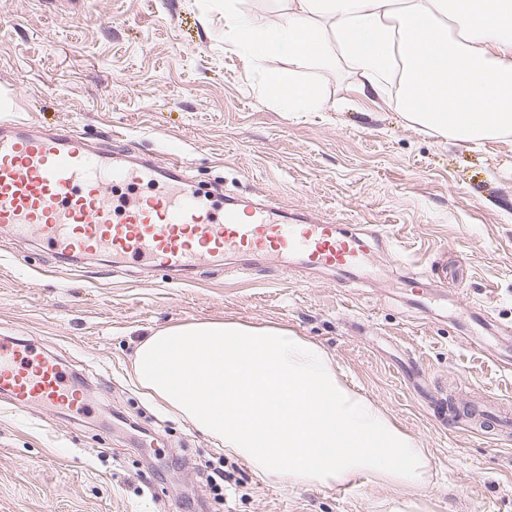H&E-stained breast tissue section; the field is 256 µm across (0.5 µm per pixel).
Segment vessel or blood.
<instances>
[{
  "mask_svg": "<svg viewBox=\"0 0 512 512\" xmlns=\"http://www.w3.org/2000/svg\"><path fill=\"white\" fill-rule=\"evenodd\" d=\"M114 182L155 191L117 207L109 192ZM213 194L192 180L181 160L119 163L111 148L75 132L0 120V238L34 235L60 257L99 252L125 267L170 272H192L238 251L297 255L313 267L364 263L365 245L322 219L291 215L266 201L243 212L230 199L218 214ZM0 393L19 408L83 407L81 392L67 387L60 366L18 339H0Z\"/></svg>",
  "mask_w": 512,
  "mask_h": 512,
  "instance_id": "1",
  "label": "vessel or blood"
}]
</instances>
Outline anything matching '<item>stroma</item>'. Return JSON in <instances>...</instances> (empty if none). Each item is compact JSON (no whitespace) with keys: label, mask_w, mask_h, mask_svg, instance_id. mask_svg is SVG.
I'll return each instance as SVG.
<instances>
[{"label":"stroma","mask_w":512,"mask_h":512,"mask_svg":"<svg viewBox=\"0 0 512 512\" xmlns=\"http://www.w3.org/2000/svg\"><path fill=\"white\" fill-rule=\"evenodd\" d=\"M66 2L0 0V118L175 156L225 194L324 217L369 245L377 280L229 253L177 283L0 239V336L57 359L88 404L22 411L0 395V512H512V429L466 415L475 396L512 402V335L466 313L512 324V136L426 133L325 66L304 77L332 109L289 116L264 67L224 36L225 9L270 27L285 0ZM402 259L428 283L420 297L400 282ZM227 319L320 343L428 449L431 489L280 486L241 459L235 496L215 497L206 464L223 446L144 395L131 364L156 331Z\"/></svg>","instance_id":"35a3bbf8"}]
</instances>
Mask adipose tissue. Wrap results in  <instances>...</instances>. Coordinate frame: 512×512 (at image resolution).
<instances>
[{
    "instance_id": "adipose-tissue-1",
    "label": "adipose tissue",
    "mask_w": 512,
    "mask_h": 512,
    "mask_svg": "<svg viewBox=\"0 0 512 512\" xmlns=\"http://www.w3.org/2000/svg\"><path fill=\"white\" fill-rule=\"evenodd\" d=\"M283 111L324 110L300 77L315 64L412 125L462 143L512 135V0H288L275 28L227 14ZM133 378L196 429L282 485L367 475L427 490V449L342 379L319 344L281 327L193 322L140 341Z\"/></svg>"
}]
</instances>
